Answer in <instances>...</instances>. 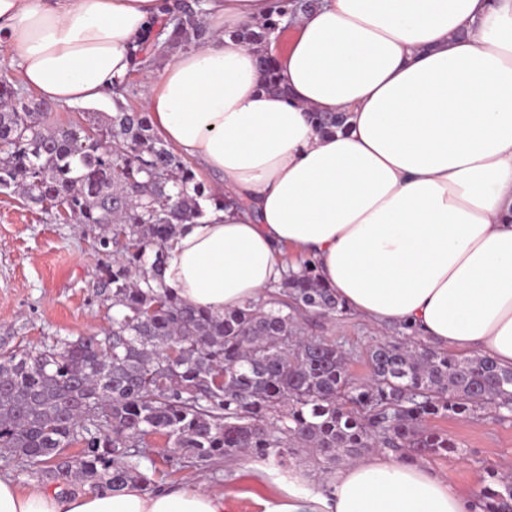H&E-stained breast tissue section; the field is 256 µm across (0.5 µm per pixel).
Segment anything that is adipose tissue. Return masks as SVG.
I'll use <instances>...</instances> for the list:
<instances>
[{
  "label": "adipose tissue",
  "instance_id": "ef3b65f1",
  "mask_svg": "<svg viewBox=\"0 0 512 512\" xmlns=\"http://www.w3.org/2000/svg\"><path fill=\"white\" fill-rule=\"evenodd\" d=\"M163 3L0 0V51L51 103L104 101ZM273 6L204 0L209 40L143 94L228 197L168 243L166 286L220 314L280 283L290 250L359 316L512 367V0H318L246 43ZM315 112L347 120L322 133ZM310 481L289 471L263 512H475L472 489L382 453ZM231 509L195 484L65 493L0 475V512Z\"/></svg>",
  "mask_w": 512,
  "mask_h": 512
}]
</instances>
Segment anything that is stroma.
Here are the masks:
<instances>
[{
	"mask_svg": "<svg viewBox=\"0 0 512 512\" xmlns=\"http://www.w3.org/2000/svg\"><path fill=\"white\" fill-rule=\"evenodd\" d=\"M100 256L91 235L76 224H59L24 204L19 195L0 194V344L7 348H39L60 337L101 333L110 312L97 298L95 287ZM350 355L349 372L368 377L367 349L391 339L396 326L378 324L356 313L333 323L314 326ZM429 427L448 433L459 445L456 453L421 459L449 484L465 487L492 467L512 474V417L478 415L467 420L435 417ZM253 461L241 458L213 472L185 469L166 482L196 483L207 490L229 492L234 512H262L260 499L279 496L278 468L256 476Z\"/></svg>",
	"mask_w": 512,
	"mask_h": 512,
	"instance_id": "1",
	"label": "stroma"
}]
</instances>
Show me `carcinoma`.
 <instances>
[{"label": "carcinoma", "instance_id": "cac0c4a2", "mask_svg": "<svg viewBox=\"0 0 512 512\" xmlns=\"http://www.w3.org/2000/svg\"><path fill=\"white\" fill-rule=\"evenodd\" d=\"M208 38L200 4L180 0L136 56L154 61ZM52 110L0 75V193L93 235L96 296L113 313L98 335L0 354L1 467L47 485L149 490L144 460L164 476L241 457L286 471L305 452L322 476L370 450L413 461L454 453L428 419L512 409L511 367L441 351L405 327L368 350L370 381L353 382L346 352L302 327L348 312L309 262L221 315L184 302L163 281L165 244L224 208V196L205 190L145 109L118 100L107 122L66 130L46 125ZM312 121L329 132L345 116ZM155 436L167 439L164 470L150 454ZM486 474L482 512H512V478Z\"/></svg>", "mask_w": 512, "mask_h": 512}]
</instances>
